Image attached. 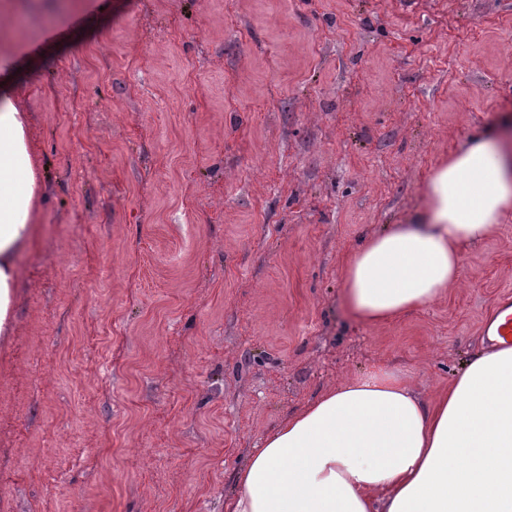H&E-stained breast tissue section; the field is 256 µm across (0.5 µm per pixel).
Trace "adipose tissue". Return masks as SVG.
Here are the masks:
<instances>
[{
  "mask_svg": "<svg viewBox=\"0 0 512 512\" xmlns=\"http://www.w3.org/2000/svg\"><path fill=\"white\" fill-rule=\"evenodd\" d=\"M22 45L0 50V326L43 197ZM512 216V155L479 138L442 161L418 210L368 235L344 269L348 308L377 325L440 297L464 246ZM226 512H512V346L473 354L435 402L376 367L281 422L236 475Z\"/></svg>",
  "mask_w": 512,
  "mask_h": 512,
  "instance_id": "adipose-tissue-1",
  "label": "adipose tissue"
}]
</instances>
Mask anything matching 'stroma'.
Wrapping results in <instances>:
<instances>
[{"mask_svg":"<svg viewBox=\"0 0 512 512\" xmlns=\"http://www.w3.org/2000/svg\"><path fill=\"white\" fill-rule=\"evenodd\" d=\"M44 197L0 329V512H224L288 416L434 401L512 295V218L369 325L348 257L512 118V0H14Z\"/></svg>","mask_w":512,"mask_h":512,"instance_id":"1","label":"stroma"}]
</instances>
